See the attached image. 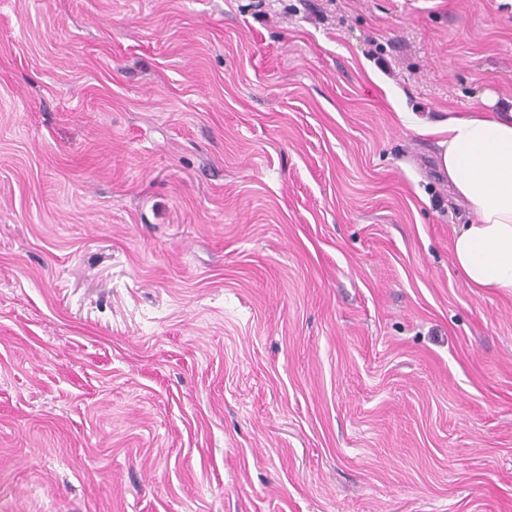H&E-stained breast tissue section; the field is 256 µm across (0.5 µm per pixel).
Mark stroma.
I'll list each match as a JSON object with an SVG mask.
<instances>
[{"instance_id": "1", "label": "stroma", "mask_w": 512, "mask_h": 512, "mask_svg": "<svg viewBox=\"0 0 512 512\" xmlns=\"http://www.w3.org/2000/svg\"><path fill=\"white\" fill-rule=\"evenodd\" d=\"M510 108L512 0H0V512H512L398 118Z\"/></svg>"}]
</instances>
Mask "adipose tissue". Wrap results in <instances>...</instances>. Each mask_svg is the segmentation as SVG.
I'll use <instances>...</instances> for the list:
<instances>
[{"instance_id":"adipose-tissue-1","label":"adipose tissue","mask_w":512,"mask_h":512,"mask_svg":"<svg viewBox=\"0 0 512 512\" xmlns=\"http://www.w3.org/2000/svg\"><path fill=\"white\" fill-rule=\"evenodd\" d=\"M437 137L439 164L472 215L451 242L457 273L473 288L512 294V111L462 112L439 122L400 113Z\"/></svg>"}]
</instances>
